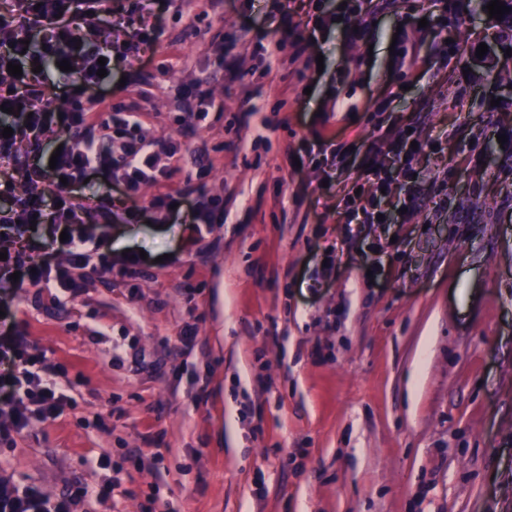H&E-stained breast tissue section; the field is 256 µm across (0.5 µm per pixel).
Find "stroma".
Returning a JSON list of instances; mask_svg holds the SVG:
<instances>
[{"label": "stroma", "mask_w": 512, "mask_h": 512, "mask_svg": "<svg viewBox=\"0 0 512 512\" xmlns=\"http://www.w3.org/2000/svg\"><path fill=\"white\" fill-rule=\"evenodd\" d=\"M274 6L171 0L142 75L102 89L224 221L194 232L189 205L150 210L145 185L137 221L82 227L111 274L73 297L15 289L7 325L78 406L0 443V477L56 498L119 476L86 512H512V64L495 93L471 65L491 32L475 0H305L302 21L342 16L306 48L249 23ZM220 33L240 41L234 74L208 84L205 121L180 124ZM409 123L439 143L413 161L419 194L392 183L394 223H339L361 170L311 149ZM126 249L147 254L132 274Z\"/></svg>", "instance_id": "1"}]
</instances>
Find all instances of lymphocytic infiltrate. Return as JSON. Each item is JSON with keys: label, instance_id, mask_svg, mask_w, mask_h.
Listing matches in <instances>:
<instances>
[{"label": "lymphocytic infiltrate", "instance_id": "obj_1", "mask_svg": "<svg viewBox=\"0 0 512 512\" xmlns=\"http://www.w3.org/2000/svg\"><path fill=\"white\" fill-rule=\"evenodd\" d=\"M112 0H11L8 12L0 13V131L12 128L11 137L0 135V185L9 187L15 178L36 185L35 195L25 196L15 208L0 209V233L12 235L37 222L47 225L52 240L67 257L66 264L50 260L39 242L25 241L0 260V292L11 293L17 284L36 288L75 290L87 271L111 272L112 261L91 247L81 224L93 218L106 222L129 221L127 199L142 185L155 187L152 210L169 211L183 194L194 191L171 186L178 164L159 165L167 144L149 138L139 112L125 105L89 101L87 91L104 86L99 68L119 69L145 58L164 28L161 14L142 6L138 29L126 41L93 42L81 37L80 28L111 26ZM71 68L59 80L48 74L59 61ZM20 65L21 76H11L8 63ZM109 113V120L94 125L93 113ZM59 130L62 150L50 158L38 144L50 130ZM425 139L407 129L381 131L366 148L362 161L389 151L404 157L398 170L373 172L374 190L388 188L396 178L414 186L411 159ZM104 179L120 188L121 205H107L105 196L79 197L73 189L85 179ZM0 358L12 359L15 369L0 377V439L21 434L32 419L46 420L75 408L66 374L46 353L37 351L15 328L0 330ZM112 484L84 487L78 494L50 498L38 487L0 481V512H76L90 496L110 493Z\"/></svg>", "mask_w": 512, "mask_h": 512}]
</instances>
